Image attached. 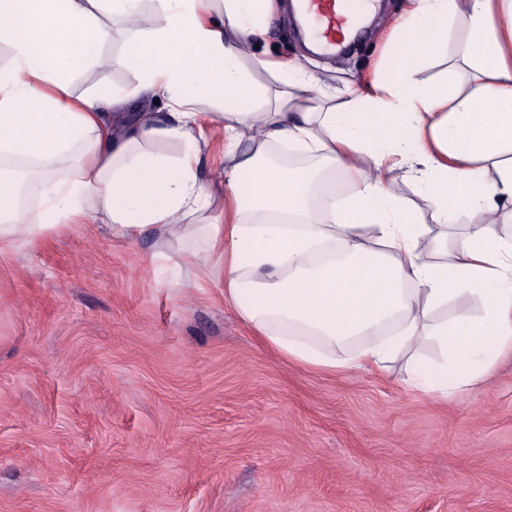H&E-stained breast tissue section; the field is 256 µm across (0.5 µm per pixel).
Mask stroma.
Wrapping results in <instances>:
<instances>
[{
	"label": "stroma",
	"instance_id": "35a3bbf8",
	"mask_svg": "<svg viewBox=\"0 0 512 512\" xmlns=\"http://www.w3.org/2000/svg\"><path fill=\"white\" fill-rule=\"evenodd\" d=\"M402 0L350 51H305L279 16L246 57L299 59L342 95L393 77ZM467 24L420 79L467 83ZM74 76L134 84L119 43ZM193 280L192 292L182 283ZM390 371L275 356L212 273L92 226L0 253V512H512V357L442 399Z\"/></svg>",
	"mask_w": 512,
	"mask_h": 512
}]
</instances>
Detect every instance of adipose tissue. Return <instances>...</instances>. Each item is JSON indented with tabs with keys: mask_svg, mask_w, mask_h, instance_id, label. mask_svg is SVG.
Instances as JSON below:
<instances>
[{
	"mask_svg": "<svg viewBox=\"0 0 512 512\" xmlns=\"http://www.w3.org/2000/svg\"><path fill=\"white\" fill-rule=\"evenodd\" d=\"M277 0H0V251L97 224L149 237L174 262L218 271L224 303L280 357L333 372L387 371L459 395L512 354V0H404L398 75L346 99L317 93L298 64L242 63ZM461 18L471 41L465 86L424 85L423 53ZM120 41L132 87L73 94L70 79ZM166 113L128 116L131 97ZM200 97L217 112L196 111ZM210 130L224 135L223 186L198 165ZM170 143L177 155L155 153ZM297 146L310 165L274 162ZM403 165L430 223L393 194ZM352 184L337 196L336 173ZM37 208L19 201L20 192ZM464 214L465 231L452 221ZM469 307L448 314L453 288ZM434 348L437 359L423 355Z\"/></svg>",
	"mask_w": 512,
	"mask_h": 512,
	"instance_id": "ef3b65f1",
	"label": "adipose tissue"
}]
</instances>
